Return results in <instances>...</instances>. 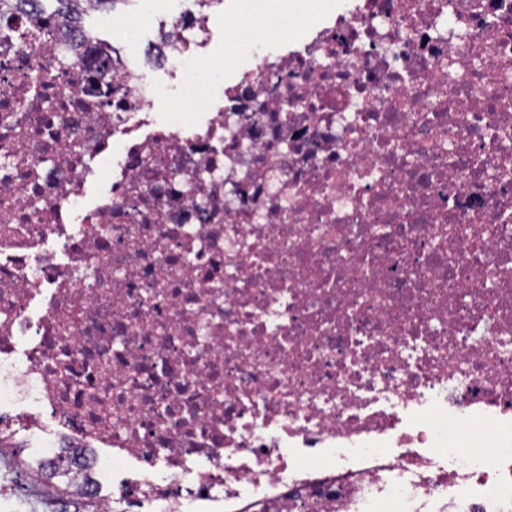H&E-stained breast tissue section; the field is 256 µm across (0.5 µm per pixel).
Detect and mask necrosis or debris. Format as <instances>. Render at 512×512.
I'll list each match as a JSON object with an SVG mask.
<instances>
[{"mask_svg": "<svg viewBox=\"0 0 512 512\" xmlns=\"http://www.w3.org/2000/svg\"><path fill=\"white\" fill-rule=\"evenodd\" d=\"M221 3L0 0V448L90 512L512 508V0H345L157 124ZM127 3H118L115 10H124L128 22H135L143 13L164 15L171 12L176 2L169 0H126ZM158 75V84L160 88L157 98L158 104L161 106L157 112H178L188 109L192 99V93L181 88H168L167 79L163 76L164 70H155Z\"/></svg>", "mask_w": 512, "mask_h": 512, "instance_id": "obj_1", "label": "necrosis or debris"}]
</instances>
